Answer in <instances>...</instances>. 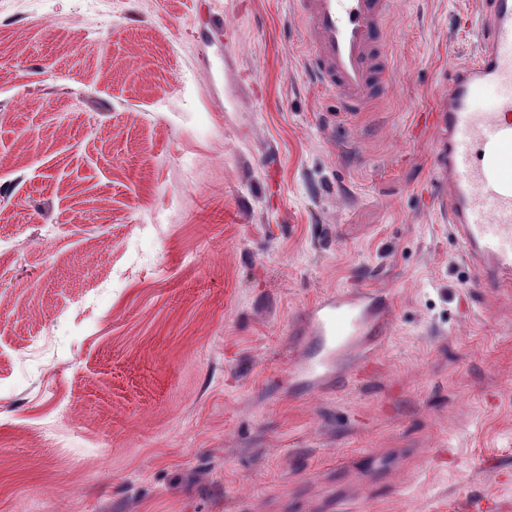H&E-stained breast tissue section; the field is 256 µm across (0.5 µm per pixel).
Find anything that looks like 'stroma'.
I'll return each instance as SVG.
<instances>
[{
	"label": "stroma",
	"instance_id": "35a3bbf8",
	"mask_svg": "<svg viewBox=\"0 0 512 512\" xmlns=\"http://www.w3.org/2000/svg\"><path fill=\"white\" fill-rule=\"evenodd\" d=\"M480 0H396L356 123L292 0H0V512H468L512 501V301L418 126ZM390 297L378 371L317 393L298 316ZM403 449L397 486L336 461Z\"/></svg>",
	"mask_w": 512,
	"mask_h": 512
}]
</instances>
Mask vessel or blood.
I'll list each match as a JSON object with an SVG mask.
<instances>
[{
    "instance_id": "obj_1",
    "label": "vessel or blood",
    "mask_w": 512,
    "mask_h": 512,
    "mask_svg": "<svg viewBox=\"0 0 512 512\" xmlns=\"http://www.w3.org/2000/svg\"><path fill=\"white\" fill-rule=\"evenodd\" d=\"M306 66L316 85L358 120L391 85L375 66L388 41L395 0H295ZM478 51L441 81L436 111V203L474 270L475 287L512 296V0H482ZM498 96L487 110L475 98ZM389 320V304L370 289L340 291L315 301L297 324L307 341L289 376L309 389L372 373Z\"/></svg>"
}]
</instances>
